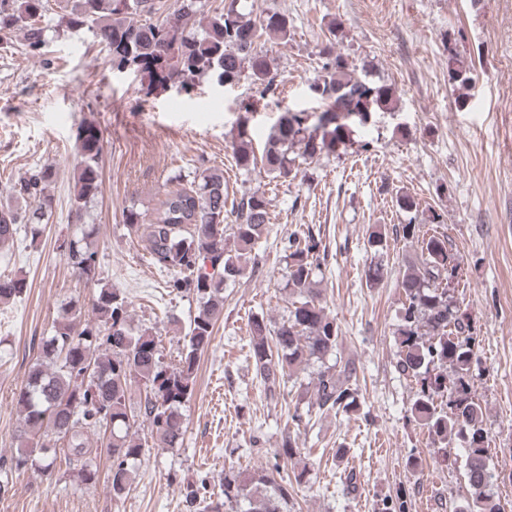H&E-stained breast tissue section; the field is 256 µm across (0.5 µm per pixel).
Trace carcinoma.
<instances>
[{
  "instance_id": "carcinoma-1",
  "label": "carcinoma",
  "mask_w": 512,
  "mask_h": 512,
  "mask_svg": "<svg viewBox=\"0 0 512 512\" xmlns=\"http://www.w3.org/2000/svg\"><path fill=\"white\" fill-rule=\"evenodd\" d=\"M56 11L51 0H0V45H13L22 34L21 48L45 64L46 31L75 33L88 30L106 52L111 68L125 69L139 79L145 94L165 82L179 83L189 92L203 79L230 86L248 79L260 99L275 94L277 84L267 54L258 46L262 38L286 41L288 15L270 11L255 15L242 0H61ZM200 18L199 28L189 25ZM321 65L309 85L323 110L316 122L303 111H286L270 131L261 154L252 147L249 130L241 125L232 137L237 167L245 173L262 168L275 178H296L293 151L304 160L319 161L355 143L354 127L368 122L374 112H391L397 106L396 89L363 78L329 42L319 51ZM448 80L465 105L475 88L473 65L453 55ZM78 175L71 197V216L80 232L60 244L78 280L87 285L100 281V263L90 238L97 227L85 223L88 205L100 193L103 144L98 127L85 123L77 136ZM50 166L24 172L0 201V246L16 238L20 227L31 239L42 232L52 214L49 185L56 177ZM169 180L186 182L171 191L161 211L131 207L124 214L129 231L148 244L154 266L166 273L167 294H192L199 311L182 324L169 319L186 343L169 364L152 328L131 325L129 301L118 288H100L92 302L93 317L80 320L63 311L61 321L41 343V354L30 367L26 383L15 397L18 408L17 448L7 471L51 472L62 450L76 463V477L96 483L102 455L112 459L106 483L112 500L119 501L132 483L133 464L143 455L140 431L147 429L159 448L182 443L184 426L180 407L191 397L198 363L213 341L215 326L224 310V283L254 269L256 246L270 224L269 202L264 194L244 192L227 204L224 174L207 167L191 175L179 170ZM395 233L415 240L420 253L405 265L398 281L402 301L397 329L398 369L420 387L410 412L435 442L455 437L464 443L465 478L472 491L463 512H501L489 492L494 473L485 447L483 408L470 387L476 337L448 293V283L458 279V267L448 265V237L428 234L419 224H400ZM322 241L312 231L288 238L286 288L288 315L271 325L255 317L249 324V358L255 378L269 394L276 393L285 376L317 362L320 369L310 394H299L306 411L294 412L302 423L312 412L346 415L359 410L357 389L351 381L356 366L326 365L336 354L339 327L325 312L321 290L315 287L321 273ZM26 277L0 275V304H8L27 290ZM454 379L448 381V370ZM144 398L131 406L133 386ZM452 391L448 410L436 399ZM300 453L296 441L286 437L273 453L270 468L224 472V499L214 501L206 480L180 488L187 506L201 512H288V479L281 469ZM382 512H409L406 490L386 499Z\"/></svg>"
}]
</instances>
